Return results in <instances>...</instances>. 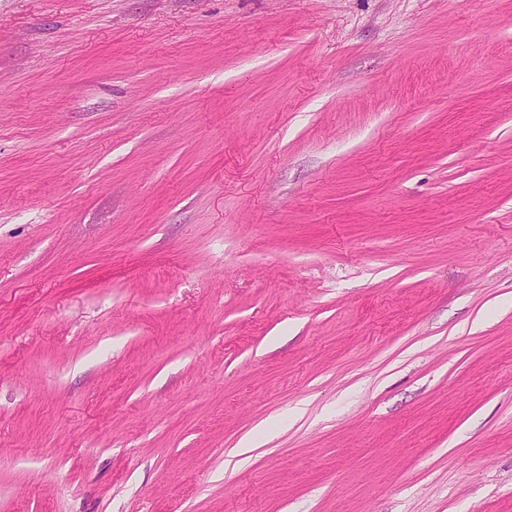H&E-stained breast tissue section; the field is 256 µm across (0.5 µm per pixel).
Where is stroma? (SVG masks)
I'll list each match as a JSON object with an SVG mask.
<instances>
[{"label":"stroma","instance_id":"obj_1","mask_svg":"<svg viewBox=\"0 0 512 512\" xmlns=\"http://www.w3.org/2000/svg\"><path fill=\"white\" fill-rule=\"evenodd\" d=\"M0 512H512V0H0Z\"/></svg>","mask_w":512,"mask_h":512}]
</instances>
